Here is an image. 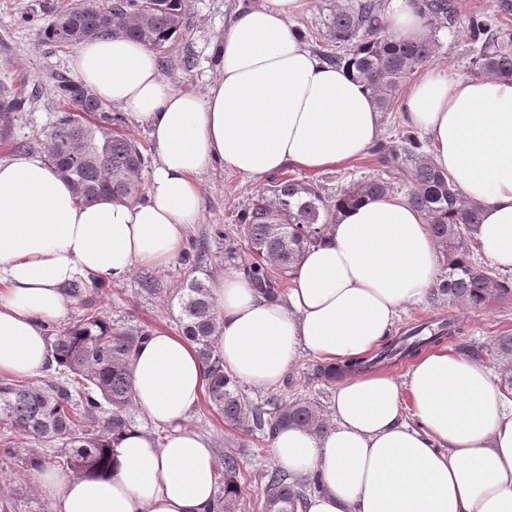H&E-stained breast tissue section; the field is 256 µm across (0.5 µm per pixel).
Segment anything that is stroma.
Here are the masks:
<instances>
[{
    "label": "stroma",
    "mask_w": 512,
    "mask_h": 512,
    "mask_svg": "<svg viewBox=\"0 0 512 512\" xmlns=\"http://www.w3.org/2000/svg\"><path fill=\"white\" fill-rule=\"evenodd\" d=\"M69 0H0V82L24 88L30 97L24 111L12 122L8 139L0 138V159L17 155V142L30 141L31 151H45L42 143L31 142L32 132L48 127L57 113L55 77L70 74L72 49L44 43L42 29L51 16ZM264 0H185L187 28L173 45L166 61L161 62L163 78L174 88L205 93L217 79L219 69L213 50L214 43L225 29L243 12L260 7ZM331 0H299L291 22L303 31L311 50L325 45L323 26ZM287 175L316 182L326 196H334L349 180L381 176L391 179L399 194H406L408 185L399 170L379 162L367 154L349 165L332 167L320 172H308L297 167ZM271 178L251 180L218 168L201 178L202 210L197 224L186 234L193 241L209 235L215 226L236 223L240 214L252 203L254 196L269 188ZM98 308L112 320L152 330L178 333L176 307L160 298L140 294L135 277L106 284L94 297ZM456 319L461 332L448 339L447 345L456 352L465 346H492L495 339L512 336V303L490 302L485 309L471 310L450 306L427 297L417 305L403 309L395 320L393 334H400L414 323L427 322L437 326ZM324 362L312 353L300 352L277 387L283 397L311 399L324 415H331L335 382L318 378ZM187 427L210 439L215 451L237 452L242 470L253 475L273 465L271 440L261 434L224 424L214 410L197 404L188 415ZM48 501L41 494L33 472L22 469L20 459L0 461V512H47Z\"/></svg>",
    "instance_id": "1"
}]
</instances>
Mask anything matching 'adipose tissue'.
Segmentation results:
<instances>
[{"mask_svg":"<svg viewBox=\"0 0 512 512\" xmlns=\"http://www.w3.org/2000/svg\"><path fill=\"white\" fill-rule=\"evenodd\" d=\"M297 4L265 0L239 15L216 47L220 75L202 95L173 88L156 52L123 32L77 47V80L146 126L158 157L144 199L90 204L43 153L0 160L1 377L48 367L47 326L67 311L63 284L122 281L179 256L200 218L205 173L318 171L371 149L379 112L351 71L320 60L291 28ZM383 19L400 39L430 34L419 0H386ZM402 114L427 136L433 163L480 206L483 254L512 272V81L433 67L404 95ZM436 274L421 213L398 195L362 199L306 252L285 298L261 296L234 269L215 281L220 354L259 387L280 383L302 350L336 364L361 359ZM132 367L135 404L165 429L163 442L128 430L109 475L44 467L35 473L40 491L53 512H213L217 458L184 424L205 388L193 345L153 332ZM333 413L324 435L291 427L273 442L280 468L321 483L302 512H512V395L484 364L437 347L416 357L402 383L384 372L343 378Z\"/></svg>","mask_w":512,"mask_h":512,"instance_id":"ef3b65f1","label":"adipose tissue"}]
</instances>
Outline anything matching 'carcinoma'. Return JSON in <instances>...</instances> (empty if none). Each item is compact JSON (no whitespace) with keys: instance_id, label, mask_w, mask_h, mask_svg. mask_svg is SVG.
<instances>
[{"instance_id":"cac0c4a2","label":"carcinoma","mask_w":512,"mask_h":512,"mask_svg":"<svg viewBox=\"0 0 512 512\" xmlns=\"http://www.w3.org/2000/svg\"><path fill=\"white\" fill-rule=\"evenodd\" d=\"M184 0H113L107 10L57 11L42 30L45 42L57 47H76L91 36L119 24L128 35L164 52L186 30ZM421 12L430 29L428 39L405 42L388 31L381 15L382 0H334L324 26L326 48L319 51L325 62L345 66L364 82L382 118L395 105L394 94L436 57V33L462 25L471 45L474 72L512 80V29L496 13L470 16L461 23L457 0H421ZM60 115L44 136L48 161L82 201L93 203L102 196L139 201L144 197L142 171L150 156L141 145L116 129L118 117L89 88L62 78L56 84ZM25 105L20 89L0 87V137L11 130L15 114ZM417 132L404 129L396 139L378 141L371 154L400 169L409 184L407 199L428 224L443 261V271L433 292L450 305L480 308L491 300L511 301L512 280L492 274L474 261L479 248L474 236L480 207L466 200L448 174L425 151ZM383 177L352 180L336 195H324L310 181L282 176L259 194L228 233L217 228L214 237L224 241L218 259L242 272L257 291L268 298L280 294L283 278L294 274L306 251L320 244L330 224L345 205L369 196L395 191ZM208 253L205 242L191 244L182 253L186 265H197ZM141 292L177 301L181 335L194 346L204 367L205 400L230 426L245 427L274 437L283 427H302L320 435L328 428L321 408L296 397L277 394L246 410L238 381L226 371L217 350L220 321L213 301L211 281L193 277L169 288L149 269L136 275ZM101 283L83 278L64 287L66 295L82 306V313L49 334L57 376L38 382L0 380V458L16 455L23 437L36 445H61L60 464L70 473L103 474L112 469L113 448L119 436L134 425L133 350L152 330L128 327L112 321L95 308L92 290ZM453 322L436 329L421 323L407 329L373 356L342 365H328L322 374L334 380L346 372L369 370L380 364H397L419 350L453 336ZM492 355L498 361L500 386L512 390V336H501ZM218 512H239L249 490L241 481L240 457L225 451L218 459ZM264 482L262 512H298L317 480L300 485L277 468L260 474Z\"/></svg>"}]
</instances>
